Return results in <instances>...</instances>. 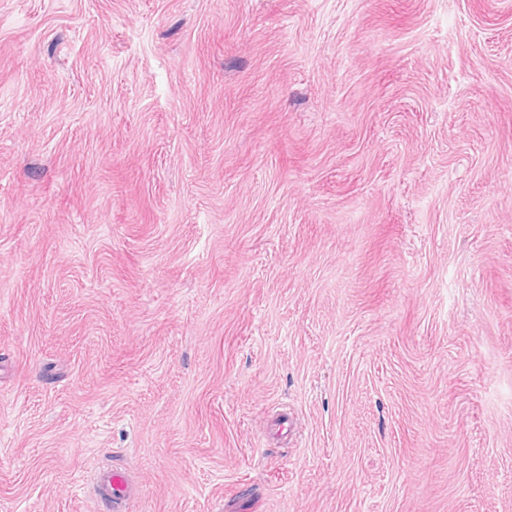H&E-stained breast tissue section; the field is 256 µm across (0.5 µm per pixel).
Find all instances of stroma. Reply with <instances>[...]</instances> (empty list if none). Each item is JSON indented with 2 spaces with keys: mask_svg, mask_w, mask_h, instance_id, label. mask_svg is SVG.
<instances>
[{
  "mask_svg": "<svg viewBox=\"0 0 512 512\" xmlns=\"http://www.w3.org/2000/svg\"><path fill=\"white\" fill-rule=\"evenodd\" d=\"M512 512V0H0V512ZM102 498L112 503V508L121 504L127 497V484L125 479L118 473L112 472L110 475H103L100 478ZM106 488V491H103Z\"/></svg>",
  "mask_w": 512,
  "mask_h": 512,
  "instance_id": "1",
  "label": "stroma"
}]
</instances>
